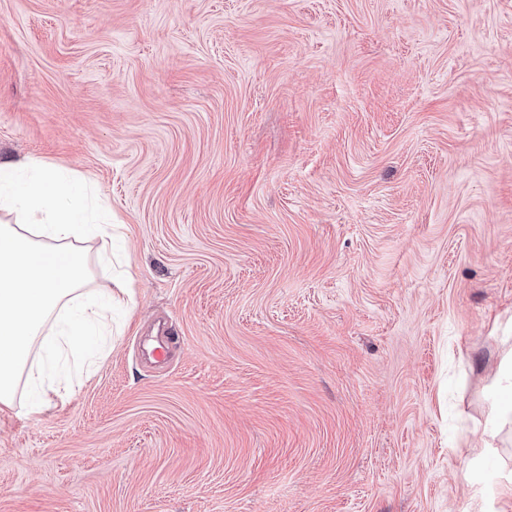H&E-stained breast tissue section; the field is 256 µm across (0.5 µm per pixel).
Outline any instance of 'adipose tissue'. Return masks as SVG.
<instances>
[{
    "label": "adipose tissue",
    "mask_w": 512,
    "mask_h": 512,
    "mask_svg": "<svg viewBox=\"0 0 512 512\" xmlns=\"http://www.w3.org/2000/svg\"><path fill=\"white\" fill-rule=\"evenodd\" d=\"M87 187L83 179L61 177L34 159L22 165L0 162V405L15 408L19 378H27L26 414L43 410L52 382L43 375L60 351L91 364L103 350L88 346L86 335L112 333V305L128 294L101 296L85 289V242H99L100 258L112 257V240L122 225L77 206ZM41 355L31 360L33 343Z\"/></svg>",
    "instance_id": "1"
}]
</instances>
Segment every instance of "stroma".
I'll use <instances>...</instances> for the list:
<instances>
[{"instance_id":"obj_1","label":"stroma","mask_w":512,"mask_h":512,"mask_svg":"<svg viewBox=\"0 0 512 512\" xmlns=\"http://www.w3.org/2000/svg\"><path fill=\"white\" fill-rule=\"evenodd\" d=\"M33 158L134 304L70 402L0 406V512H501L512 0H0ZM496 390L493 414L498 425L512 427V351L506 354L499 376L494 382Z\"/></svg>"}]
</instances>
